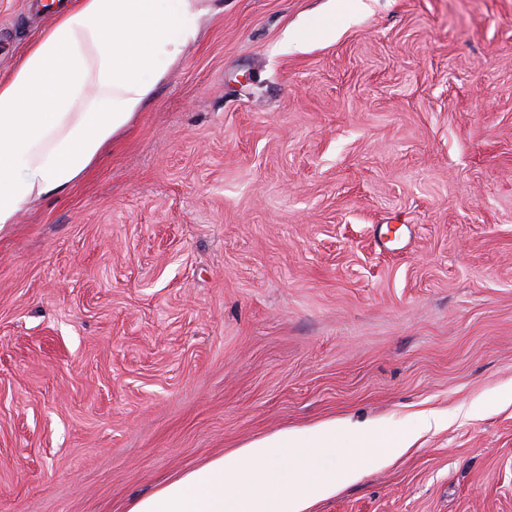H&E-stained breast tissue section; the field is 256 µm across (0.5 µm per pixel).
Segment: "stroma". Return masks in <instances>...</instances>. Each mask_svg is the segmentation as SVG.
Wrapping results in <instances>:
<instances>
[{
    "label": "stroma",
    "instance_id": "35a3bbf8",
    "mask_svg": "<svg viewBox=\"0 0 512 512\" xmlns=\"http://www.w3.org/2000/svg\"><path fill=\"white\" fill-rule=\"evenodd\" d=\"M224 0L0 227V512H128L266 435L447 428L313 512H512V0ZM49 23L0 0V78Z\"/></svg>",
    "mask_w": 512,
    "mask_h": 512
}]
</instances>
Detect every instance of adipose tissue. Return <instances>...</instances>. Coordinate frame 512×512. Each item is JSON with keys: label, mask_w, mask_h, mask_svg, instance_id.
I'll return each mask as SVG.
<instances>
[{"label": "adipose tissue", "mask_w": 512, "mask_h": 512, "mask_svg": "<svg viewBox=\"0 0 512 512\" xmlns=\"http://www.w3.org/2000/svg\"><path fill=\"white\" fill-rule=\"evenodd\" d=\"M223 9V0H62L0 80V226L78 181ZM415 438L377 423L286 430L135 498L129 512H310Z\"/></svg>", "instance_id": "adipose-tissue-1"}]
</instances>
